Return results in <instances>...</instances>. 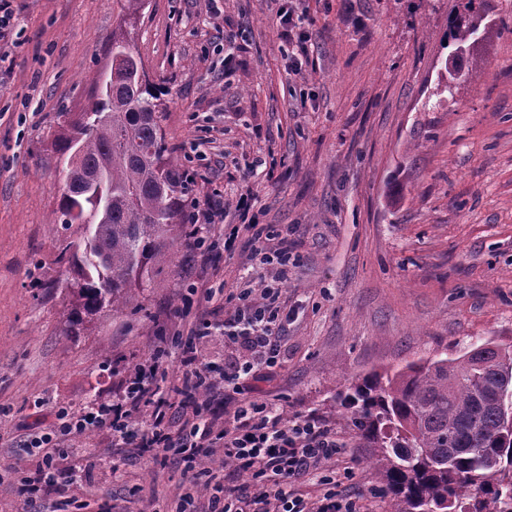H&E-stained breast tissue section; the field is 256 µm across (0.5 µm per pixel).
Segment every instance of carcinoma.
I'll use <instances>...</instances> for the list:
<instances>
[{"mask_svg":"<svg viewBox=\"0 0 512 512\" xmlns=\"http://www.w3.org/2000/svg\"><path fill=\"white\" fill-rule=\"evenodd\" d=\"M119 2L111 51L123 60L110 76L91 77L90 121L68 122L53 141L60 156L76 148L80 155L81 176L56 208L58 223L78 234L61 252L75 296L72 325L137 302L187 229L189 183L171 157L162 91L140 75L144 61L132 43L145 0ZM475 2L466 0L467 15L450 22L456 50L474 45L482 22ZM484 345L481 365L469 357L471 345L350 384L345 410L377 457L391 512H512V412L494 398L512 376V345Z\"/></svg>","mask_w":512,"mask_h":512,"instance_id":"obj_1","label":"carcinoma"}]
</instances>
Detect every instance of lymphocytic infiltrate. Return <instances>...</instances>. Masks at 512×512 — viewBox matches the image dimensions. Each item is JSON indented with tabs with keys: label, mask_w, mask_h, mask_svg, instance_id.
<instances>
[{
	"label": "lymphocytic infiltrate",
	"mask_w": 512,
	"mask_h": 512,
	"mask_svg": "<svg viewBox=\"0 0 512 512\" xmlns=\"http://www.w3.org/2000/svg\"><path fill=\"white\" fill-rule=\"evenodd\" d=\"M251 208L250 198H239V221L228 224L215 201L196 207L187 217L191 248L202 254L220 248L229 253L244 236L254 244V257L260 263L287 265V237L278 238L277 249L267 250L274 232L251 215ZM279 298V289L271 287L229 292L224 302L231 311L224 320L201 317L187 330L176 331L148 359L130 366L121 394L78 413L59 409L54 436H34L25 442L26 447L38 449L39 458L36 477L19 479L20 512H32L36 503L44 501L57 481L58 455L93 429L111 432L116 447L139 449L153 466H182L194 485L212 483L214 473L200 468L199 462L222 449L232 472L246 480L225 485L223 496L209 499L206 512H360L355 501L337 491L335 477L324 472L326 463L341 452L335 429L311 417L285 421L276 404L248 394L247 380L281 361V338L290 314ZM215 334L223 335L236 351L220 370L203 361L196 347ZM173 355L180 365L172 378L167 361ZM219 380L234 402L233 410L220 421L213 399L206 396ZM176 405L189 409L190 415L174 433L169 411ZM313 472L322 473L324 491L311 502L295 493L294 485Z\"/></svg>",
	"instance_id": "f902f5d3"
}]
</instances>
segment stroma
Segmentation results:
<instances>
[{
  "label": "stroma",
  "instance_id": "stroma-1",
  "mask_svg": "<svg viewBox=\"0 0 512 512\" xmlns=\"http://www.w3.org/2000/svg\"><path fill=\"white\" fill-rule=\"evenodd\" d=\"M146 0L133 33L164 89L173 156L238 223L240 194L259 223L287 231L295 261L261 265L188 240L139 305L68 326L58 287L65 230L56 222L62 165L51 141L93 97L118 0H14V43L0 59V512H17L15 471L32 476L29 437L54 413L122 392L126 364L147 358L189 284L282 288L291 317L275 369L252 396L288 419L314 417L345 448L328 462L362 512H389L372 449L344 417V379L456 351L512 342V33L476 50L465 87L441 93L448 21L460 0ZM81 466L51 500L93 512H175L209 489L180 466L159 470L107 431L83 435L60 468Z\"/></svg>",
  "mask_w": 512,
  "mask_h": 512
}]
</instances>
